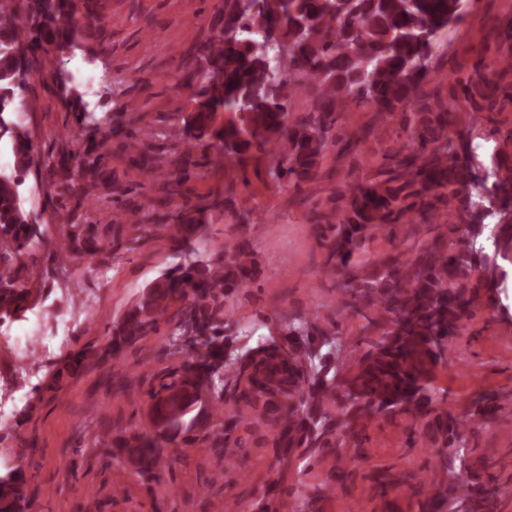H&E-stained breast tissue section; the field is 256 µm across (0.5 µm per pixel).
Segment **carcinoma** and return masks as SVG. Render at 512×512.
Here are the masks:
<instances>
[{"label":"carcinoma","mask_w":512,"mask_h":512,"mask_svg":"<svg viewBox=\"0 0 512 512\" xmlns=\"http://www.w3.org/2000/svg\"><path fill=\"white\" fill-rule=\"evenodd\" d=\"M466 0H254L243 13L224 0V30L202 50L204 68L188 97L195 112L185 120L190 139L214 160L229 164L271 157L268 175L315 182L321 159L335 143L333 125L348 104L370 107L387 121L401 120L403 143L373 173L330 196L310 215L324 254L323 272L336 278L342 311L362 320L358 349L338 356L341 331L319 312L278 313L250 333L229 318L232 298L262 273L258 254L245 243L224 241V258L206 257V208L184 205L169 224H136L125 213L112 219V235L133 251L164 235L180 261L148 284L103 339L101 349L70 355L75 373L90 359L117 357L168 328L183 340L178 361L155 374L149 397L152 433L116 428L102 439L118 465L129 459L141 477L159 478L155 449L201 439L216 449L245 448L243 433L262 428L279 449L278 471L299 457L312 463L326 448L382 419L406 416L431 434L438 448H453L446 467L464 462L470 434L494 406L477 403L460 414L445 406L436 371L448 364V342L488 302L512 287V154L506 137L476 132L475 112L491 102L489 75L472 72L456 81L458 97L437 108L419 98L441 34L461 18ZM74 0H23L0 19V142L14 156L0 170V324L26 317L40 304L34 280L21 278L18 261L33 249L56 245L25 205L23 185L32 169L49 165L26 126L12 119L23 106L27 76L56 73L55 58L81 24ZM269 39L288 47L274 71L273 54L256 45ZM306 89L316 91L311 110L291 117ZM83 134L104 135L94 115L81 116ZM61 168L60 195L89 196L97 186L100 157L71 155ZM495 173L487 194L502 203L490 223L478 220L484 202L479 170ZM407 226L414 245L397 255H372L367 244ZM63 254L84 257L85 234L95 224H68ZM466 469L453 482L422 479L430 497L448 498L457 512H492L493 489L479 497Z\"/></svg>","instance_id":"cac0c4a2"}]
</instances>
